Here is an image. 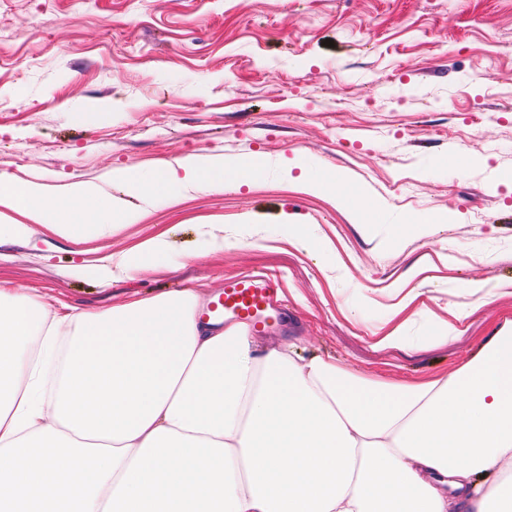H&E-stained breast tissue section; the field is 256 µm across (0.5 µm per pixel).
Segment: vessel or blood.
Wrapping results in <instances>:
<instances>
[{"label": "vessel or blood", "mask_w": 512, "mask_h": 512, "mask_svg": "<svg viewBox=\"0 0 512 512\" xmlns=\"http://www.w3.org/2000/svg\"><path fill=\"white\" fill-rule=\"evenodd\" d=\"M276 293L271 280L232 278L226 280L222 295L213 301L207 313L228 325L243 322L255 329L264 328L276 319Z\"/></svg>", "instance_id": "1"}]
</instances>
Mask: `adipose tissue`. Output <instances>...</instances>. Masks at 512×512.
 Listing matches in <instances>:
<instances>
[{
  "label": "adipose tissue",
  "instance_id": "adipose-tissue-1",
  "mask_svg": "<svg viewBox=\"0 0 512 512\" xmlns=\"http://www.w3.org/2000/svg\"><path fill=\"white\" fill-rule=\"evenodd\" d=\"M263 175L196 156L112 179L175 204ZM43 193L0 179V242L38 225L81 244L137 219L90 206L82 182L59 207ZM166 250L151 237L88 270L108 284ZM383 291L377 349L446 343L468 316L434 319L404 280ZM418 318L433 325L417 338ZM0 512H512V320L453 371L397 382L262 347L205 319L193 291L60 320L0 287Z\"/></svg>",
  "mask_w": 512,
  "mask_h": 512
}]
</instances>
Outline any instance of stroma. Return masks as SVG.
I'll return each instance as SVG.
<instances>
[{"label": "stroma", "mask_w": 512, "mask_h": 512, "mask_svg": "<svg viewBox=\"0 0 512 512\" xmlns=\"http://www.w3.org/2000/svg\"><path fill=\"white\" fill-rule=\"evenodd\" d=\"M204 154L270 169L220 193L187 188L178 205L111 179ZM307 175L349 183L365 210L302 190ZM1 177L44 185L50 202L85 182L139 210L93 240L100 253L168 241L108 286L66 238L38 229L1 244L0 285L51 309L102 313L187 290L207 303L226 278L270 272L283 310L266 345L386 380L452 371L512 318L511 294L468 288L512 282V0H0ZM290 224L337 244L334 285L327 258L281 243ZM434 252L448 265L423 298L438 314L468 307L456 338L373 348L381 286Z\"/></svg>", "instance_id": "obj_1"}]
</instances>
